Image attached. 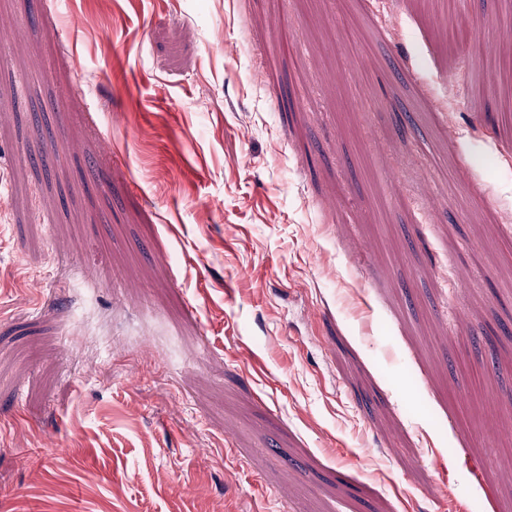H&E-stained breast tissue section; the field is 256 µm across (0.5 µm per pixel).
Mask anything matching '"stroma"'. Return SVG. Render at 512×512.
I'll return each instance as SVG.
<instances>
[{
    "mask_svg": "<svg viewBox=\"0 0 512 512\" xmlns=\"http://www.w3.org/2000/svg\"><path fill=\"white\" fill-rule=\"evenodd\" d=\"M460 10L0 0V512H512V0Z\"/></svg>",
    "mask_w": 512,
    "mask_h": 512,
    "instance_id": "stroma-1",
    "label": "stroma"
}]
</instances>
